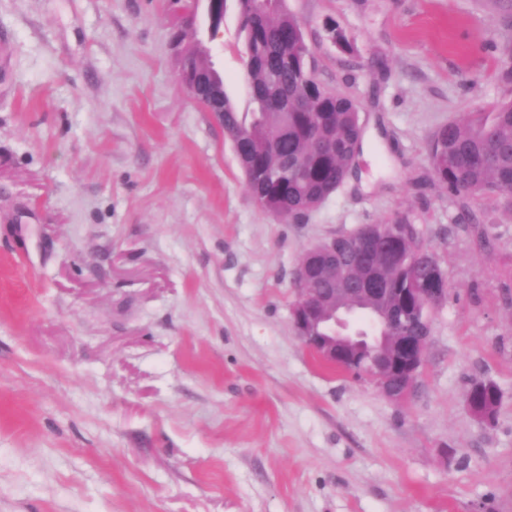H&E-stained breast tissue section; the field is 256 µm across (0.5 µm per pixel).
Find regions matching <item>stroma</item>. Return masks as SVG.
<instances>
[{"label":"stroma","mask_w":512,"mask_h":512,"mask_svg":"<svg viewBox=\"0 0 512 512\" xmlns=\"http://www.w3.org/2000/svg\"><path fill=\"white\" fill-rule=\"evenodd\" d=\"M285 5L372 133L298 223L253 201L190 99L171 0H0V512H512V213L448 195L429 159L439 127L512 99V13ZM208 46L251 111L235 10ZM398 212L449 283L400 403L291 319L304 250ZM496 402L497 397L489 385H477L470 391L469 407L476 415L490 417L491 406Z\"/></svg>","instance_id":"stroma-1"}]
</instances>
